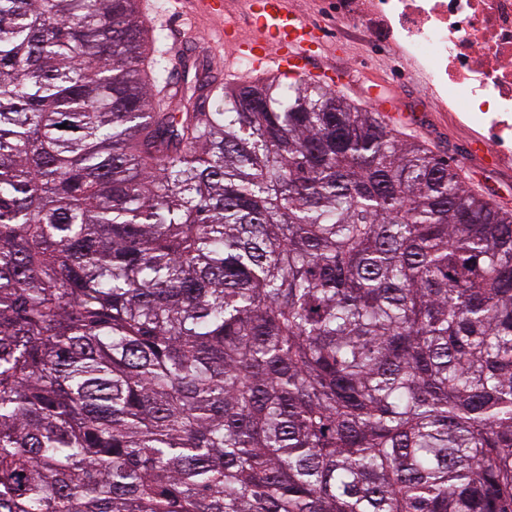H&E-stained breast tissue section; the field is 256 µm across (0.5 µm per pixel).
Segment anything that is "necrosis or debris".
I'll return each instance as SVG.
<instances>
[{"instance_id": "4bbe7bcc", "label": "necrosis or debris", "mask_w": 512, "mask_h": 512, "mask_svg": "<svg viewBox=\"0 0 512 512\" xmlns=\"http://www.w3.org/2000/svg\"><path fill=\"white\" fill-rule=\"evenodd\" d=\"M322 23L399 51L448 109L512 156V0H323Z\"/></svg>"}]
</instances>
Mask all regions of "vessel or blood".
I'll use <instances>...</instances> for the list:
<instances>
[{
	"label": "vessel or blood",
	"instance_id": "obj_1",
	"mask_svg": "<svg viewBox=\"0 0 512 512\" xmlns=\"http://www.w3.org/2000/svg\"><path fill=\"white\" fill-rule=\"evenodd\" d=\"M192 7L188 19L203 17L219 24L211 55L226 62L248 60L258 72H274L288 78L309 73L315 57L326 50L322 30L289 9L287 0H247L249 34L225 24V0H186Z\"/></svg>",
	"mask_w": 512,
	"mask_h": 512
}]
</instances>
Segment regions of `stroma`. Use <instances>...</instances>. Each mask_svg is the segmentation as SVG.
I'll list each match as a JSON object with an SVG mask.
<instances>
[{
  "label": "stroma",
  "instance_id": "35a3bbf8",
  "mask_svg": "<svg viewBox=\"0 0 512 512\" xmlns=\"http://www.w3.org/2000/svg\"><path fill=\"white\" fill-rule=\"evenodd\" d=\"M143 10L153 26L166 36L184 32L195 41V55L208 56L209 40L213 35L211 24L203 20L194 24L182 21L171 12L169 0H143ZM321 62L333 66L336 71L357 76V83L344 92L345 97L356 105L365 103L364 86L383 83L391 100L390 111L423 116L418 125L399 126L402 136L424 142L433 151L447 155L466 185L502 209L512 211V163H494V152L488 147L477 153L471 152L470 143L480 136V129L465 120L461 113L438 111L419 78L404 76L391 66L386 54L375 50L364 39L347 45L341 54H327Z\"/></svg>",
  "mask_w": 512,
  "mask_h": 512
}]
</instances>
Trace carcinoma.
<instances>
[{
  "mask_svg": "<svg viewBox=\"0 0 512 512\" xmlns=\"http://www.w3.org/2000/svg\"><path fill=\"white\" fill-rule=\"evenodd\" d=\"M141 2L0 0V512H512V212ZM169 1L170 0H143V11L148 14L152 25L161 29L167 36L166 44L172 58H174L175 55L172 51V45L174 43L173 36L182 29L184 34H188L195 40L194 42L196 44L194 51L183 54L191 56L186 57L190 62L199 63L198 58L193 57L199 56L206 58V56H209L208 42L209 38H212L214 33L213 25L208 24L204 20H199L192 25H190L188 20H185L183 23L180 17L171 12ZM165 19H167V21H165Z\"/></svg>",
  "mask_w": 512,
  "mask_h": 512,
  "instance_id": "obj_1",
  "label": "carcinoma"
}]
</instances>
